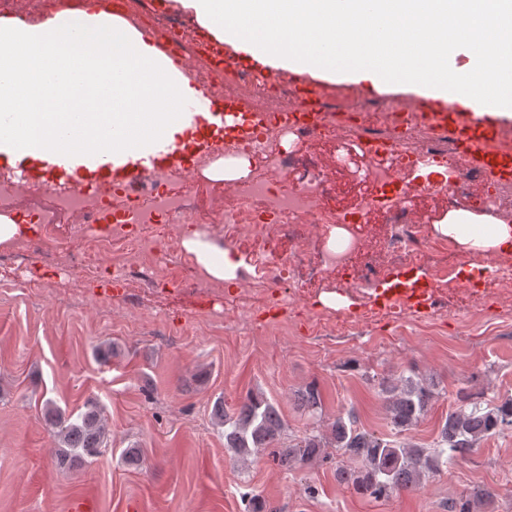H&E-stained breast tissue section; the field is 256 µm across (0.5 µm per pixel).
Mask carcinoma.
Wrapping results in <instances>:
<instances>
[{"mask_svg": "<svg viewBox=\"0 0 512 512\" xmlns=\"http://www.w3.org/2000/svg\"><path fill=\"white\" fill-rule=\"evenodd\" d=\"M382 392L390 423L400 432L410 429L425 416L435 400L429 383L412 378L387 385ZM299 402L304 413L317 417L322 411L318 386L311 384L305 388L299 395ZM213 417L224 427V447L240 460L272 448L281 468L301 470L325 458V448L336 447L348 461V465L336 470V479L362 495L381 499L420 489L426 478L466 457L480 440L512 431V398L483 408L471 394L460 392L458 405L448 410L437 447L432 449L386 440L358 429L353 419L341 416L331 423L329 437L312 433L299 445L283 448L278 445L283 428L280 412L267 398L256 393L246 394L231 412L224 409L223 401H216ZM46 421L58 430L62 445L77 455H97L107 447L106 427L95 408L75 418L50 409ZM495 497L493 488H478L451 502L448 512H482Z\"/></svg>", "mask_w": 512, "mask_h": 512, "instance_id": "obj_1", "label": "carcinoma"}]
</instances>
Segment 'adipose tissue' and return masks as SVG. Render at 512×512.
Here are the masks:
<instances>
[{
	"instance_id": "obj_1",
	"label": "adipose tissue",
	"mask_w": 512,
	"mask_h": 512,
	"mask_svg": "<svg viewBox=\"0 0 512 512\" xmlns=\"http://www.w3.org/2000/svg\"><path fill=\"white\" fill-rule=\"evenodd\" d=\"M198 27L259 67L328 82L366 83L459 104L455 85L474 80L472 112L512 120V64L490 34L482 0H179ZM455 19L454 49L414 42L401 17ZM387 42L366 46L369 35ZM212 100L155 44L120 18L84 7L60 8L35 22L0 15V158L31 164L92 152L137 158L175 147L210 120ZM468 253L512 255V224L460 208L433 226ZM181 245L196 265L236 287L240 256L194 228Z\"/></svg>"
}]
</instances>
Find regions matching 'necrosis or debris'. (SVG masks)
Here are the masks:
<instances>
[{
    "mask_svg": "<svg viewBox=\"0 0 512 512\" xmlns=\"http://www.w3.org/2000/svg\"><path fill=\"white\" fill-rule=\"evenodd\" d=\"M127 22L143 33L179 30L181 62L189 74L213 97L224 96L230 86L248 89L253 101L264 108L257 135L229 134L218 151L195 154L187 167H160L146 173L145 189L132 196L114 193L111 182H96L84 190L51 189L44 182L14 171L0 170V216L18 206L38 215L42 236L26 242L29 250L42 249L60 227H68L75 246L68 259L58 264V277L66 281L74 274L87 280L100 273L104 252L120 254L112 266L113 279L133 287L130 261H138L155 284L181 283L190 287L188 276L169 270L164 243L176 237L177 225L220 224L225 239L244 244L248 267L243 280L259 278L268 285L288 280L289 300L301 299L305 288L316 280L335 275L356 258L368 255L373 241L358 225L341 219L328 200L336 190L337 176H347L349 189L372 182L383 187L380 196L365 197L368 208L381 211L387 221L385 247L389 262L372 265L367 280L385 275L390 265L424 263L435 243L424 220L415 215L412 201L418 190L459 203L476 199L479 207L504 217L512 215V192L494 190L476 197L471 188L484 183L485 175L468 168L459 150L440 149L442 133L426 128L409 104L374 112L344 96L340 111L344 119L326 113L314 126L283 123L279 115L295 102L294 89L285 77L274 84L256 80L243 70L196 66L202 51L194 32L181 20L167 15L145 25L139 12L129 13ZM339 111V112H340ZM343 144V151L319 157L303 152L308 142ZM248 155L260 164L259 175L233 182L209 183L199 193V175L223 158ZM447 163V179L417 188L409 175L417 161ZM144 225V232L132 233L126 220ZM334 225L346 230V243L336 250L312 246L319 227ZM293 244L288 257H280L276 244L281 238Z\"/></svg>",
    "mask_w": 512,
    "mask_h": 512,
    "instance_id": "1",
    "label": "necrosis or debris"
}]
</instances>
